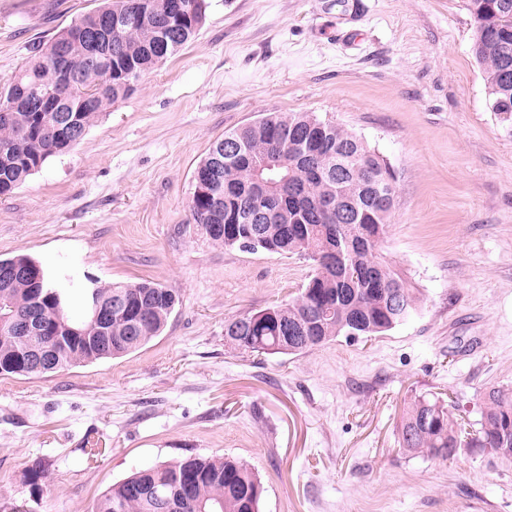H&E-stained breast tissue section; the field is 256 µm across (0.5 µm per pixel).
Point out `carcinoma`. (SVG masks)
Returning <instances> with one entry per match:
<instances>
[{
	"label": "carcinoma",
	"mask_w": 512,
	"mask_h": 512,
	"mask_svg": "<svg viewBox=\"0 0 512 512\" xmlns=\"http://www.w3.org/2000/svg\"><path fill=\"white\" fill-rule=\"evenodd\" d=\"M475 23L472 53L481 66L491 96V109L512 126V85L502 83L499 46L512 55V0H464ZM507 3V10L501 5ZM206 0H104L48 43L32 49L27 63L0 80V102L8 103L20 88L54 84L61 102H86L78 113L81 135L98 116L137 86L109 71L104 57L143 75L187 44L201 27ZM190 14L189 22L173 30L176 10ZM137 13L140 20L112 31L104 53L93 54L84 34L105 17ZM67 47L58 61L56 45ZM56 113L42 116L18 106L0 118V197L9 195L51 156L75 144L58 141L52 127ZM235 147L239 159L224 165L222 182L208 199H191L195 223L226 249L299 254L312 261L314 273L290 301L228 320L224 340L251 354H302L338 336H379L420 311V297L404 275L380 251L390 223L396 177L392 168L354 132L312 112H273L224 135L197 164H210L217 151ZM269 178L280 189L267 206V215L251 224L262 227V239L240 245L209 232L227 224L229 207L252 213L254 179ZM29 271L0 283V372L41 376L30 360V345L13 336L17 319L35 310L51 323H69L86 330L66 342L49 365L50 372L118 358L160 335L179 302L176 292L159 283H105L96 280L78 294L55 287L46 269L26 255L0 258V268ZM42 274L43 287L31 280ZM122 299L129 309L112 308ZM108 314L92 322L95 307ZM306 328L299 343L288 340L287 329ZM401 449L423 457L453 458L464 439L470 448L512 449V387H494L483 394L480 428L474 437L450 418L439 399L420 397L404 412ZM190 484L194 506L182 512H260L263 487L252 469L234 458L188 455L167 465L144 468L95 500L90 512H170L165 499L177 485Z\"/></svg>",
	"instance_id": "1"
}]
</instances>
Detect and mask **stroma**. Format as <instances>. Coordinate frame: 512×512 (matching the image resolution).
Wrapping results in <instances>:
<instances>
[{
    "label": "stroma",
    "instance_id": "1",
    "mask_svg": "<svg viewBox=\"0 0 512 512\" xmlns=\"http://www.w3.org/2000/svg\"><path fill=\"white\" fill-rule=\"evenodd\" d=\"M100 4L0 0V79ZM474 30L463 0H208L192 41L0 199L1 258L30 256L66 288L180 295L129 355L0 375V507L88 512L139 469L199 455L249 464L260 512H512V460L400 449L416 397L443 394L474 425L482 392L512 386V126ZM268 112L335 120L394 170L381 249L423 297L413 319L302 355L225 346L226 321L312 274L297 255L224 249L191 218L198 162Z\"/></svg>",
    "mask_w": 512,
    "mask_h": 512
}]
</instances>
